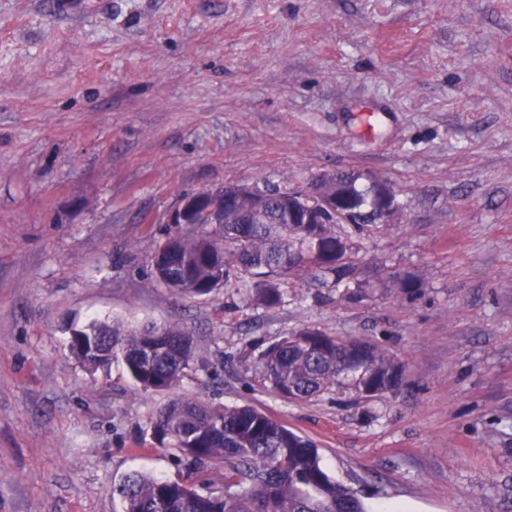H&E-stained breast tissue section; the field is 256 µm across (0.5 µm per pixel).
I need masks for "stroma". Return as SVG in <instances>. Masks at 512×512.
I'll list each match as a JSON object with an SVG mask.
<instances>
[{"label":"stroma","instance_id":"obj_1","mask_svg":"<svg viewBox=\"0 0 512 512\" xmlns=\"http://www.w3.org/2000/svg\"><path fill=\"white\" fill-rule=\"evenodd\" d=\"M336 170L385 178L399 223L359 262L418 287L182 297L153 258L186 194ZM177 324L172 391L89 370L73 330ZM404 368L372 400L272 391L262 350L303 328ZM249 406L313 439L370 512H512V0H0V512H118L170 400Z\"/></svg>","mask_w":512,"mask_h":512}]
</instances>
